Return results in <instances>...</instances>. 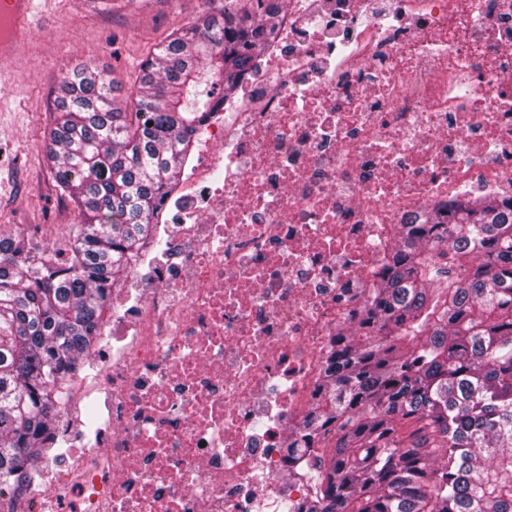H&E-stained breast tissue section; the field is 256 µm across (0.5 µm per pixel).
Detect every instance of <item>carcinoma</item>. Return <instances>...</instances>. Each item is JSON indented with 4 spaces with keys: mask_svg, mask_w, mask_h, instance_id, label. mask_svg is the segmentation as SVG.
Listing matches in <instances>:
<instances>
[{
    "mask_svg": "<svg viewBox=\"0 0 512 512\" xmlns=\"http://www.w3.org/2000/svg\"><path fill=\"white\" fill-rule=\"evenodd\" d=\"M276 0H224L158 43L132 96L83 65L59 81L46 158L79 209L66 248L0 232V484L23 490L66 371L155 244L192 136L275 32ZM419 427L406 436L399 420ZM293 512H512V202L402 225L318 398L288 432Z\"/></svg>",
    "mask_w": 512,
    "mask_h": 512,
    "instance_id": "1",
    "label": "carcinoma"
}]
</instances>
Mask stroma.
Listing matches in <instances>:
<instances>
[{
  "label": "stroma",
  "instance_id": "35a3bbf8",
  "mask_svg": "<svg viewBox=\"0 0 512 512\" xmlns=\"http://www.w3.org/2000/svg\"><path fill=\"white\" fill-rule=\"evenodd\" d=\"M211 0H38V23L20 45L15 73L0 81V230L43 247H66L73 201L45 158V137L63 73L91 64L109 71L126 98L140 62L173 30L207 13Z\"/></svg>",
  "mask_w": 512,
  "mask_h": 512
}]
</instances>
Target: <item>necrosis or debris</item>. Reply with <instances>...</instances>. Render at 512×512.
<instances>
[{
  "mask_svg": "<svg viewBox=\"0 0 512 512\" xmlns=\"http://www.w3.org/2000/svg\"><path fill=\"white\" fill-rule=\"evenodd\" d=\"M0 512H288V431L422 210L512 198V0H287Z\"/></svg>",
  "mask_w": 512,
  "mask_h": 512,
  "instance_id": "4bbe7bcc",
  "label": "necrosis or debris"
}]
</instances>
